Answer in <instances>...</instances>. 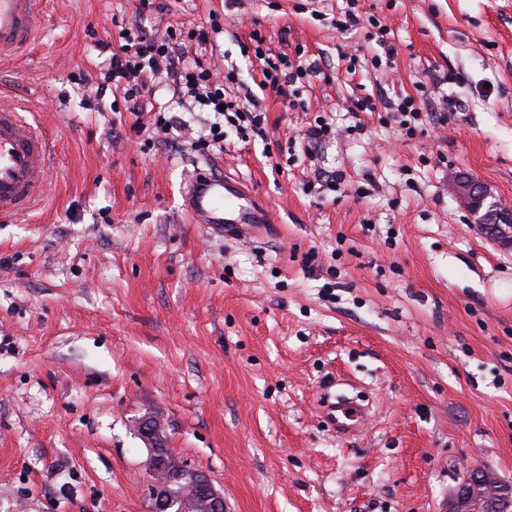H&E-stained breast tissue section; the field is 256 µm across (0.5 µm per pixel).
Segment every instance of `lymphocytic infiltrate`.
Here are the masks:
<instances>
[{
    "label": "lymphocytic infiltrate",
    "mask_w": 512,
    "mask_h": 512,
    "mask_svg": "<svg viewBox=\"0 0 512 512\" xmlns=\"http://www.w3.org/2000/svg\"><path fill=\"white\" fill-rule=\"evenodd\" d=\"M222 29L218 16H210L207 25L190 30L166 27L163 34L149 33L136 23L119 25L112 39L115 47L103 72L104 84L122 89L124 110L133 119L132 128L143 131L153 124L155 133L163 134L172 125L165 107L149 102L155 79L164 77L173 84L182 98H190L201 107L220 113V121L211 124L207 134L196 140L198 150L208 151L224 145V125L261 130L263 110L254 95L229 96L227 88L239 82L236 69L217 74L214 64L198 52L208 45L211 34ZM249 41L258 66L261 90L275 92L277 96H293L296 84L309 81L320 70L317 62L308 61L303 49L294 54L273 51L260 29H253Z\"/></svg>",
    "instance_id": "lymphocytic-infiltrate-1"
}]
</instances>
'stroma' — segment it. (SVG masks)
<instances>
[{
	"label": "stroma",
	"mask_w": 512,
	"mask_h": 512,
	"mask_svg": "<svg viewBox=\"0 0 512 512\" xmlns=\"http://www.w3.org/2000/svg\"><path fill=\"white\" fill-rule=\"evenodd\" d=\"M48 0L36 46L0 62L55 155L36 209L0 219V512H151L135 424L210 478L224 512H448L467 468L512 483V250L450 192L512 204V0H359L390 31L332 26L298 0ZM207 52L253 87V27L322 71L295 101L262 94V130L192 141L214 112L154 92L176 122L147 148L98 92L115 23H200ZM387 63L373 67L372 59ZM425 97L413 137L355 99ZM335 135L306 155L316 121ZM243 178L274 226L250 240L190 223L193 173ZM341 176L317 192L316 172ZM365 408L337 432L328 395Z\"/></svg>",
	"instance_id": "35a3bbf8"
}]
</instances>
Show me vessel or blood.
Masks as SVG:
<instances>
[{
	"label": "vessel or blood",
	"instance_id": "b4317fda",
	"mask_svg": "<svg viewBox=\"0 0 512 512\" xmlns=\"http://www.w3.org/2000/svg\"><path fill=\"white\" fill-rule=\"evenodd\" d=\"M42 0H0V61L16 58L34 42ZM52 169L48 138L27 123L18 107L0 105V216L36 208ZM184 197L195 223L232 238H246L272 224L271 210L252 187L238 177L201 172L188 183ZM337 430L349 433L360 410L340 399L329 405Z\"/></svg>",
	"mask_w": 512,
	"mask_h": 512
}]
</instances>
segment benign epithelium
Returning <instances> with one entry per match:
<instances>
[{
    "instance_id": "1",
    "label": "benign epithelium",
    "mask_w": 512,
    "mask_h": 512,
    "mask_svg": "<svg viewBox=\"0 0 512 512\" xmlns=\"http://www.w3.org/2000/svg\"><path fill=\"white\" fill-rule=\"evenodd\" d=\"M451 191L477 217L481 233L501 248H512L511 208L489 200L487 188L472 178L454 181ZM137 427L149 448L153 512H172L175 507L178 512H224V497L206 475L157 452L158 437L164 432L159 418L145 415ZM501 492L494 470L470 468L448 500V512H494V501Z\"/></svg>"
}]
</instances>
